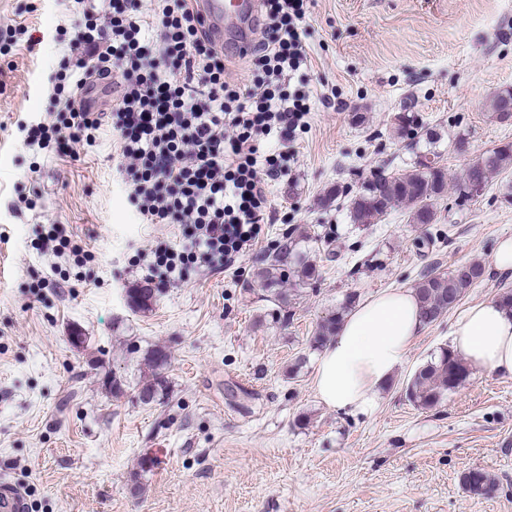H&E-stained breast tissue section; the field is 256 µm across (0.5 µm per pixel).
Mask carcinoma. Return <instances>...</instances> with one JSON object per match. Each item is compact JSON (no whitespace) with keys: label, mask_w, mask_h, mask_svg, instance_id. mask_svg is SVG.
<instances>
[{"label":"carcinoma","mask_w":512,"mask_h":512,"mask_svg":"<svg viewBox=\"0 0 512 512\" xmlns=\"http://www.w3.org/2000/svg\"><path fill=\"white\" fill-rule=\"evenodd\" d=\"M489 106L500 120L512 119V92L504 91L494 95ZM397 133L414 139L423 129V122L412 112H400L395 117ZM512 161V145L498 147L486 157L479 158L465 168L455 186L457 197H466L470 185L479 183L488 187L494 174ZM448 193L447 170L434 161L427 165L418 162L407 173H391L378 170L364 178L355 194L341 183L329 187L321 197V204L328 208L335 202L347 203L349 218L353 224H375L382 216L395 208L405 206L410 209L414 224H434L437 213L435 201ZM320 235L308 225H296L283 235L276 251L269 255L257 268L256 276L265 285V300L273 305L271 316L279 322L293 318L290 311L288 290L281 284L293 275L294 285L306 286L317 282L320 269L313 263L304 262L290 267V258L300 243L318 241ZM485 268L479 262L462 263L459 267L443 272L431 268L420 274L415 290L420 299V317L425 326L437 322L441 316L455 308L464 292L480 282ZM128 304L134 310H146L152 303L153 293L149 288H131L127 293ZM356 301V295L349 294L336 311L326 317L311 338L312 347L323 348L336 335V329ZM168 361L165 348L151 350L144 357L148 369L142 381L140 399L145 403L155 401L166 390V377L163 370ZM469 369L458 353L448 347L440 350L420 365L405 384L407 399L420 409H432L448 398L467 381ZM464 489L474 496L490 495L497 489L493 475L483 469H471L462 477Z\"/></svg>","instance_id":"carcinoma-1"}]
</instances>
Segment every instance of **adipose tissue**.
<instances>
[{"mask_svg": "<svg viewBox=\"0 0 512 512\" xmlns=\"http://www.w3.org/2000/svg\"><path fill=\"white\" fill-rule=\"evenodd\" d=\"M421 327L414 289L384 290L359 303L320 353V401L338 411H374ZM451 348L473 371L512 376V313L494 299L469 306L454 324Z\"/></svg>", "mask_w": 512, "mask_h": 512, "instance_id": "1", "label": "adipose tissue"}]
</instances>
